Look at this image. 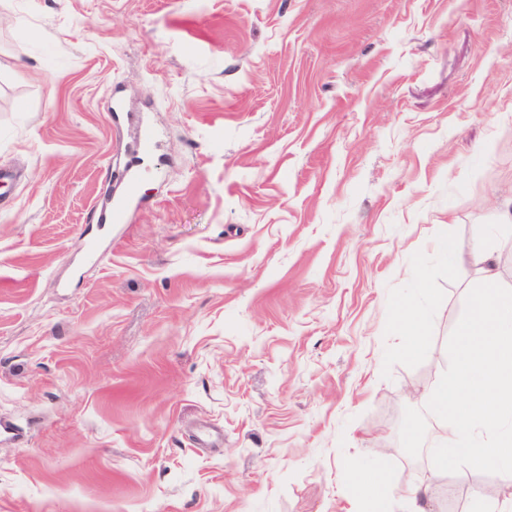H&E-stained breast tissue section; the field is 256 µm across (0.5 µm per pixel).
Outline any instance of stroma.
I'll use <instances>...</instances> for the list:
<instances>
[{
	"label": "stroma",
	"instance_id": "obj_1",
	"mask_svg": "<svg viewBox=\"0 0 512 512\" xmlns=\"http://www.w3.org/2000/svg\"><path fill=\"white\" fill-rule=\"evenodd\" d=\"M1 169L0 512H361L378 468L472 512L389 411L512 216V0H0ZM134 135L138 150L145 156L156 153L159 141L155 127L148 121L137 119L134 121ZM140 174L127 172L124 175L125 189L123 192L113 196L108 209L100 214V221L103 224H126L130 212V205L136 194V185ZM400 332L404 336H412L410 347L417 350L425 341L426 336L423 329V320L420 311L412 308L400 320Z\"/></svg>",
	"mask_w": 512,
	"mask_h": 512
}]
</instances>
